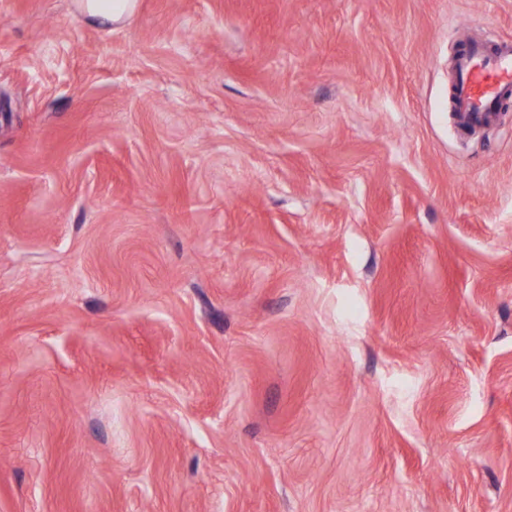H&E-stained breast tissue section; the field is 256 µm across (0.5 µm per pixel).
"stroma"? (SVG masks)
Returning <instances> with one entry per match:
<instances>
[{
	"label": "stroma",
	"mask_w": 512,
	"mask_h": 512,
	"mask_svg": "<svg viewBox=\"0 0 512 512\" xmlns=\"http://www.w3.org/2000/svg\"><path fill=\"white\" fill-rule=\"evenodd\" d=\"M512 0H0V512H512ZM78 8L95 24L112 26L131 18L138 9V0H81ZM457 66L456 112L466 119L492 120L500 99L512 95V44L491 49L484 43L469 42Z\"/></svg>",
	"instance_id": "stroma-1"
}]
</instances>
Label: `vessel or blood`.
Instances as JSON below:
<instances>
[{"instance_id": "obj_1", "label": "vessel or blood", "mask_w": 512, "mask_h": 512, "mask_svg": "<svg viewBox=\"0 0 512 512\" xmlns=\"http://www.w3.org/2000/svg\"><path fill=\"white\" fill-rule=\"evenodd\" d=\"M512 95V44L491 48L472 42L458 60L455 109L461 116L493 119L500 99Z\"/></svg>"}]
</instances>
